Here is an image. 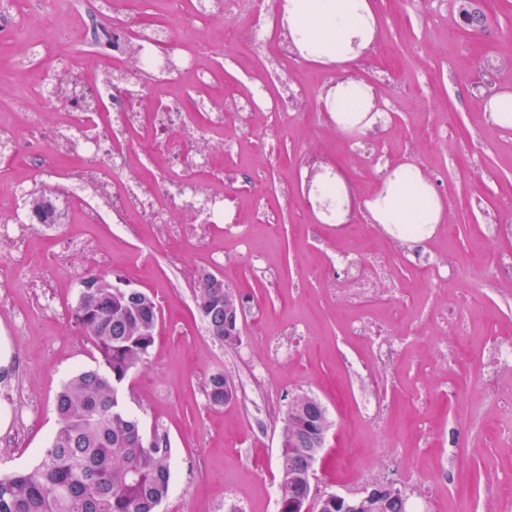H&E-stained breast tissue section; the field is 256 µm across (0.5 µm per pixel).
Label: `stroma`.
Here are the masks:
<instances>
[{
    "instance_id": "obj_1",
    "label": "stroma",
    "mask_w": 512,
    "mask_h": 512,
    "mask_svg": "<svg viewBox=\"0 0 512 512\" xmlns=\"http://www.w3.org/2000/svg\"><path fill=\"white\" fill-rule=\"evenodd\" d=\"M379 41L390 58L384 70L355 69L357 79L374 84L393 106L392 132L383 143L354 148V136L316 125L324 74L319 65L304 73L307 96L288 118L260 116L248 130L226 123L233 140L229 166L239 172L224 186L226 205L250 225V244L220 232L202 236L187 228L180 263L172 244L151 224H86L78 207L55 235L34 234L27 243L26 269L14 275L12 243L0 241V337L12 347L8 370L0 373V405L10 414L27 406L26 424L11 421L15 443L0 446V477L34 466L58 428L55 397L75 373L95 367L97 352L71 319L81 288L83 254L66 249L76 239L89 246L100 272L112 285L149 292L160 319L147 359L121 390L123 407L145 435L166 437L172 449L171 493L157 512H278L281 478L280 434L289 401L305 393L318 398L329 419L325 447L315 465L317 494L355 495L374 484L394 483L408 491L414 512H442L457 481L469 484L461 512H512V487L488 499L486 487L512 465V447L497 445L496 409L483 410L486 425L469 446L449 453L454 421L482 397L476 388L485 342L512 331V309L474 291L466 361L449 369L436 356L443 330L434 322L418 328L405 356L382 387L400 421H421L423 437L408 438L398 423L377 427L361 422L360 383L343 368L360 359L365 340L341 333L349 312L327 300L320 284L306 275L347 245H364L366 235L325 230L313 240V218L303 206L299 172L314 150L334 148L370 195L385 163L411 161L426 170L447 206L446 222L424 250L444 247L460 256L491 258L512 251V237H481L489 213L512 219V128L494 125L485 106L512 92V0H433L429 12L410 0H370ZM81 0H54L52 9L34 0H0V11L18 23L16 36L0 42V120L24 127L29 113L43 109L35 91L39 60L20 61L31 43L68 55L70 26L83 20ZM481 8L486 22L472 31L463 14ZM149 13L167 19L172 38H188L204 49L201 61L223 89L244 97L271 96L260 59L241 60L237 33L243 19L192 20L174 16L171 0H151ZM268 134L270 145L255 144ZM224 254L220 272L243 302L241 341L233 347L206 330L194 299L189 267L207 271V249ZM428 291L424 273L405 271L399 293L378 306L383 321L399 333ZM301 321L305 333L292 356L278 354L288 322ZM463 380L457 404L442 395L449 372ZM218 372L230 374L234 399L210 405L207 385Z\"/></svg>"
}]
</instances>
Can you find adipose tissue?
Masks as SVG:
<instances>
[{"mask_svg":"<svg viewBox=\"0 0 512 512\" xmlns=\"http://www.w3.org/2000/svg\"><path fill=\"white\" fill-rule=\"evenodd\" d=\"M284 20L300 52L319 63H348L366 49L376 18L369 0H286ZM372 89L355 79L339 83L326 98L337 128L358 134L385 120L369 109ZM369 223L381 225L400 241H411L408 227L432 235L443 223L445 202L417 164L386 167L378 190L365 203Z\"/></svg>","mask_w":512,"mask_h":512,"instance_id":"1","label":"adipose tissue"}]
</instances>
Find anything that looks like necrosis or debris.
<instances>
[{"label": "necrosis or debris", "mask_w": 512, "mask_h": 512, "mask_svg": "<svg viewBox=\"0 0 512 512\" xmlns=\"http://www.w3.org/2000/svg\"><path fill=\"white\" fill-rule=\"evenodd\" d=\"M139 0H106L105 8H93L90 20L69 40L78 47L111 46L114 57L125 60L119 77L85 79L79 55L48 59L42 43H32L28 52L43 60L38 91L47 110L67 109L65 120L53 123L48 136H41L40 114L30 116L32 135L0 125V154L26 155L32 178L17 182L7 202L12 222L0 224V239L22 247L36 226L28 216L35 195L54 180H61L59 202L69 208L79 202L88 224H198L226 225L228 232L249 241L248 225L234 221L226 211L223 190L210 182L221 170L233 144L214 139L213 130L227 120L250 127L253 117L265 108L279 113L294 108L306 95L301 81L284 83L271 100L249 96L225 102L217 93L209 70L199 66L200 48L171 40L168 30L144 27L132 30L119 20ZM285 0H192L197 16L243 18L248 26L239 36V47L250 56H264L271 72L282 67L300 72L309 65L281 24ZM190 80L199 93L193 99L172 96L152 109L141 110L132 102L152 88ZM234 116H227V109ZM140 150L132 152L129 139ZM392 240L380 246L350 248L327 257L310 276L323 283L330 296L345 302L352 311L347 325L351 336L369 343L361 364L345 363L357 375L364 392L362 419L377 424L393 412L377 394L381 372L398 361L409 345L408 333L381 328L375 301L394 292L398 274L383 261L395 254ZM411 267L426 272L433 286L451 281L473 282L479 288L512 300V252L500 254L486 266L469 265L457 253L434 258L422 249L408 251ZM466 292L443 306L425 298L417 308V321L439 310L450 339L441 348L450 363L467 357L463 342L468 318L463 310ZM487 404L497 408L496 429L501 446L512 447V336L495 338L485 348L483 369L477 379Z\"/></svg>", "instance_id": "1"}]
</instances>
